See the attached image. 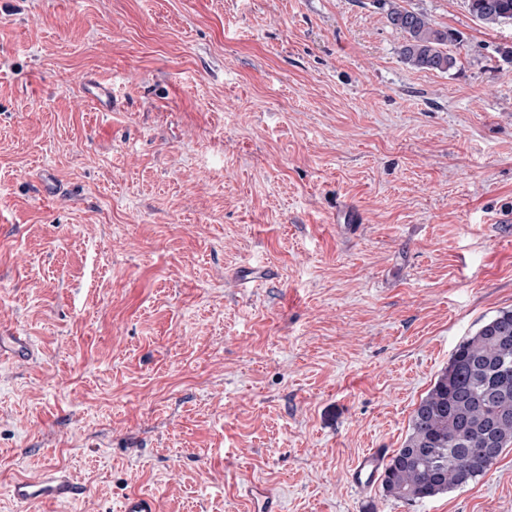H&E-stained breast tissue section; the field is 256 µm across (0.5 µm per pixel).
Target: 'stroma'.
Masks as SVG:
<instances>
[{
    "mask_svg": "<svg viewBox=\"0 0 512 512\" xmlns=\"http://www.w3.org/2000/svg\"><path fill=\"white\" fill-rule=\"evenodd\" d=\"M404 5L458 33L448 72L379 0H0V331L36 351L0 360V512H247L250 479L286 512H512V447L422 502L348 485L512 308V24ZM49 466L85 494L10 499ZM80 83L87 97L105 106L107 111H111L112 86L109 83L88 77L82 79ZM120 512H157L156 499L147 493L131 492L121 501Z\"/></svg>",
    "mask_w": 512,
    "mask_h": 512,
    "instance_id": "35a3bbf8",
    "label": "stroma"
}]
</instances>
